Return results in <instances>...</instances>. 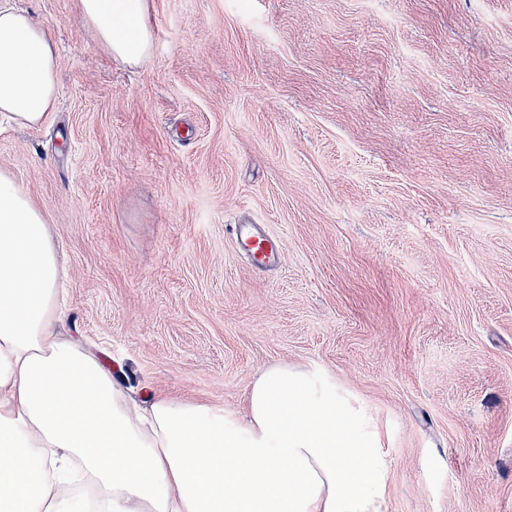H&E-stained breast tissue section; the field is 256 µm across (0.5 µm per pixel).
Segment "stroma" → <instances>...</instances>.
Segmentation results:
<instances>
[{
	"mask_svg": "<svg viewBox=\"0 0 512 512\" xmlns=\"http://www.w3.org/2000/svg\"><path fill=\"white\" fill-rule=\"evenodd\" d=\"M15 2L60 51L54 117L0 116L57 335L238 416L269 364L325 375L392 460L386 512H512V0H151L136 68L79 0ZM226 227L253 271L265 272L278 262L281 246L274 235L259 229L257 224H229Z\"/></svg>",
	"mask_w": 512,
	"mask_h": 512,
	"instance_id": "1",
	"label": "stroma"
}]
</instances>
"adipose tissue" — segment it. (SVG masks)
<instances>
[{
	"label": "adipose tissue",
	"instance_id": "ef3b65f1",
	"mask_svg": "<svg viewBox=\"0 0 512 512\" xmlns=\"http://www.w3.org/2000/svg\"><path fill=\"white\" fill-rule=\"evenodd\" d=\"M116 61L150 59L149 0H79ZM59 56L44 25L0 5V112L54 113ZM60 260L47 220L0 169V512H382L391 461L319 375L275 364L244 419L133 400L82 342L53 334ZM83 492L63 495L71 475Z\"/></svg>",
	"mask_w": 512,
	"mask_h": 512
}]
</instances>
